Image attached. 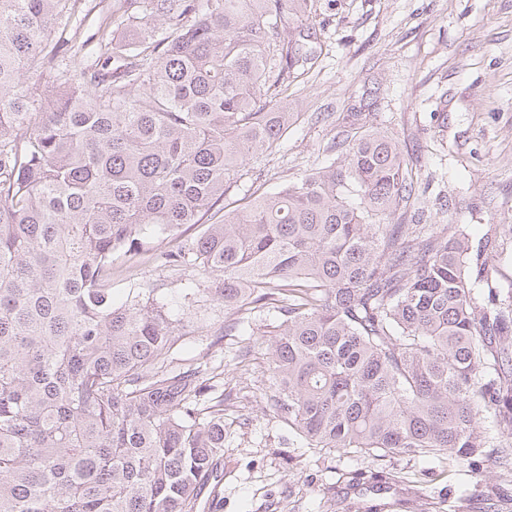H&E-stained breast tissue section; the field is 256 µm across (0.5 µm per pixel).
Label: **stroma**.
I'll return each instance as SVG.
<instances>
[{
    "mask_svg": "<svg viewBox=\"0 0 512 512\" xmlns=\"http://www.w3.org/2000/svg\"><path fill=\"white\" fill-rule=\"evenodd\" d=\"M311 22L315 59L289 88L300 112L276 147L249 156L224 198L225 211L247 192L271 190L337 161V142L351 107L365 127L396 135L413 170L415 215L395 224H465L473 239L498 231V285L512 292V0H316ZM161 288L179 311L191 282L213 287L200 269H170L138 257L120 266ZM188 333L176 336L170 369L195 367L202 377L224 371V501L220 512H325L330 484L362 473L394 474L392 489L361 483L350 490L356 506L396 502L417 493L415 512H441V499L461 500L462 489L512 512V476L489 468L480 484L451 470L444 456L371 457L311 448L267 404L273 391L266 322L211 301L194 306Z\"/></svg>",
    "mask_w": 512,
    "mask_h": 512,
    "instance_id": "obj_1",
    "label": "stroma"
}]
</instances>
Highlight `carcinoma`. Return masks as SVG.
Wrapping results in <instances>:
<instances>
[{"label":"carcinoma","mask_w":512,"mask_h":512,"mask_svg":"<svg viewBox=\"0 0 512 512\" xmlns=\"http://www.w3.org/2000/svg\"><path fill=\"white\" fill-rule=\"evenodd\" d=\"M314 0H112L64 63L78 0H0V512H197L221 502L224 401L166 369L176 319L116 257L201 224L299 113L288 88ZM340 164L204 225L164 267L211 300L277 313L276 415L312 448L448 455L512 472V305L496 238L388 224L411 205L395 136L359 130ZM490 419L496 433L485 431Z\"/></svg>","instance_id":"cac0c4a2"}]
</instances>
